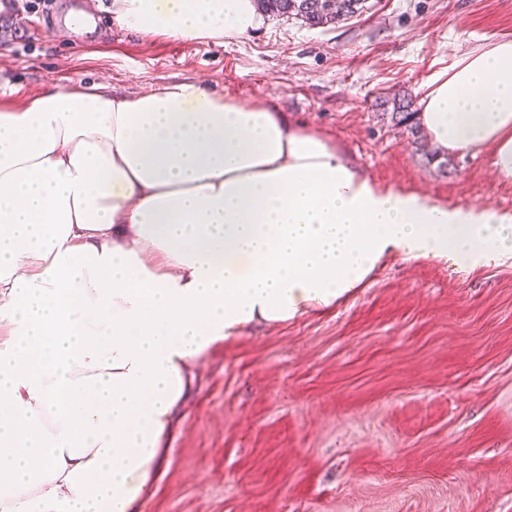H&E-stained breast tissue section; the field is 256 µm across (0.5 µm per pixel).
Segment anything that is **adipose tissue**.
I'll return each mask as SVG.
<instances>
[{
	"label": "adipose tissue",
	"instance_id": "obj_1",
	"mask_svg": "<svg viewBox=\"0 0 512 512\" xmlns=\"http://www.w3.org/2000/svg\"><path fill=\"white\" fill-rule=\"evenodd\" d=\"M130 29L240 39L253 0H112ZM439 154L512 178V38L437 73ZM391 255L512 258V212L380 184L277 108L172 82L0 108V512H139L197 360L327 308Z\"/></svg>",
	"mask_w": 512,
	"mask_h": 512
}]
</instances>
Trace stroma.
<instances>
[{"mask_svg": "<svg viewBox=\"0 0 512 512\" xmlns=\"http://www.w3.org/2000/svg\"><path fill=\"white\" fill-rule=\"evenodd\" d=\"M94 0L0 2V107L54 84L177 81L285 112L376 182L512 211L490 149L437 158L411 112L466 48L512 38V0H366L325 27L262 15L216 43L140 33ZM141 512H512V260H384L330 309L199 360Z\"/></svg>", "mask_w": 512, "mask_h": 512, "instance_id": "35a3bbf8", "label": "stroma"}]
</instances>
